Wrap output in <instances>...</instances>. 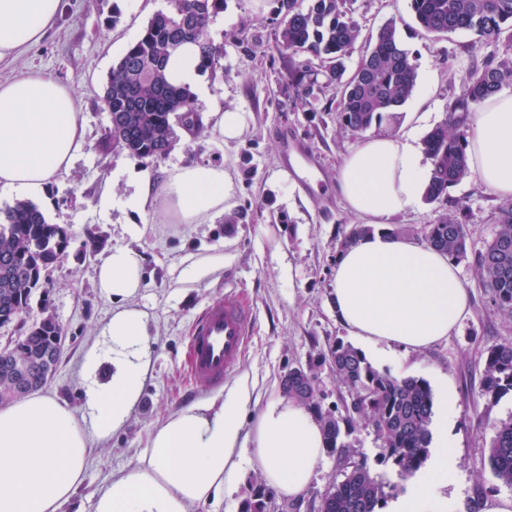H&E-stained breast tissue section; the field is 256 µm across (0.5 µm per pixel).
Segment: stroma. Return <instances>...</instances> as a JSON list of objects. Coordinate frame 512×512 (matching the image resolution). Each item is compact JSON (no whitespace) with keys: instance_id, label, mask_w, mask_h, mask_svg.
<instances>
[{"instance_id":"35a3bbf8","label":"stroma","mask_w":512,"mask_h":512,"mask_svg":"<svg viewBox=\"0 0 512 512\" xmlns=\"http://www.w3.org/2000/svg\"><path fill=\"white\" fill-rule=\"evenodd\" d=\"M168 6V0H64L63 14L49 36L13 63L0 65L1 80L39 70L67 85L82 102L88 146L38 202L48 222L68 228L70 247L54 268L47 292L33 296L20 323L0 329L1 336H21L42 308L55 315L66 344L45 391L66 401L75 417L85 413L79 383L84 351L112 313L111 300L96 286L95 268L116 247H132L144 256L136 304L148 314L154 332L149 374L128 421L94 449L77 497L62 512H90L93 490L118 470L138 464L155 425L182 406L216 394V387L189 375L187 341L205 306L225 293H236L254 310L246 356L225 382L229 388L246 383L252 400L280 393V380L289 368L309 365L330 345L348 338L331 306L330 290L338 243L360 219L332 186L343 157L362 135L338 123L339 94L327 81L325 62L307 53H281L280 0H224L223 11L209 27L210 38L224 52L216 76L207 80L208 97L196 98L195 107L202 115L215 104L244 113L247 128L240 141L224 143L207 128L189 139L179 127L171 150L158 159L141 161L118 149L103 150L108 126L103 84L151 16ZM344 8L365 40L395 23L417 70L412 99L374 122V134L415 125L420 135H427L445 121L470 70L512 58V42L504 36L479 42L465 31L426 34L409 0H345ZM296 71L315 72L317 79L308 89H297L290 81ZM419 98L426 113L421 123L414 116ZM287 145L312 160L310 175L287 171L282 159ZM190 163H225L231 169L236 205L215 223L158 224L151 212L124 207L130 192L127 169L146 171L159 182ZM106 192L112 196L107 209L99 204ZM500 205L486 186L468 177L449 189L447 199L422 201L416 211L389 223L390 228L407 229L409 239L416 241L424 225L454 212L468 234L471 255L456 263L470 290L468 317L448 339L425 349L371 359L377 369L424 379L433 395H447L448 419L433 420L431 430L445 435L458 453L454 481L440 489L450 512H483L481 490L490 486L496 487L497 497L512 500V487L498 484L486 452L497 425L512 419V391L494 398L480 393L482 350L512 340V318L492 304L472 258L491 240ZM195 269L200 272L196 278L191 275ZM345 440L352 446L349 460L325 455L304 495L295 500L272 497L267 512H319L322 494L342 480L349 462L363 457L374 473L394 478L396 468L379 458L370 425L358 423Z\"/></svg>"}]
</instances>
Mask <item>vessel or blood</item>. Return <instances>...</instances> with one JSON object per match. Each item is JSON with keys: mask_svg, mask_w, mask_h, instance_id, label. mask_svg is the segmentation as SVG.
<instances>
[{"mask_svg": "<svg viewBox=\"0 0 512 512\" xmlns=\"http://www.w3.org/2000/svg\"><path fill=\"white\" fill-rule=\"evenodd\" d=\"M253 328V313L234 294L209 304L196 319L188 366L202 382L220 385L240 362Z\"/></svg>", "mask_w": 512, "mask_h": 512, "instance_id": "vessel-or-blood-1", "label": "vessel or blood"}]
</instances>
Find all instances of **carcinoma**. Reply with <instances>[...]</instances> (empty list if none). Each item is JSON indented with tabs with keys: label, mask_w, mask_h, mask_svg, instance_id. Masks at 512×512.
I'll return each instance as SVG.
<instances>
[{
	"label": "carcinoma",
	"mask_w": 512,
	"mask_h": 512,
	"mask_svg": "<svg viewBox=\"0 0 512 512\" xmlns=\"http://www.w3.org/2000/svg\"><path fill=\"white\" fill-rule=\"evenodd\" d=\"M171 8L156 12L141 37L112 66L104 87L109 112V132L104 149L118 147L139 160L168 153L174 124L199 131L192 92L170 82L166 68L172 53L185 43L199 48V68L215 74L221 46L207 36L224 0H169ZM344 0H313L301 8L298 0H282L279 47L285 53H310L328 63L329 81L340 86L337 119L355 131L368 130L382 114L403 105L412 95L416 67L403 49L394 22L384 25L363 56V66L343 79L342 60L355 49L360 27L343 10ZM418 24L429 34L444 36L459 30L478 39L508 34L512 41V0H411ZM512 83V58L490 61L473 69L462 92L448 106V119L424 140L432 168L426 199L436 202L448 189L469 175L467 128L475 107ZM370 225H355L338 247L370 234ZM69 235L60 224L47 222L33 202L20 200L0 209V320L26 310L43 287L41 274L64 257L59 245ZM425 245L452 260L467 256V230L449 214L421 232ZM482 286L489 289L494 306L512 316V205L500 208L495 236L475 253ZM57 329L52 323L34 324L11 354L0 353V385L8 379L11 361L36 359L53 346ZM318 365L328 366L339 385L334 408H323V397L314 369L309 381L297 383L288 373V397L315 412L323 427L326 451L339 457L350 454L343 436L359 420L374 428L379 455L393 462L396 476L405 482L415 476L429 456L432 392L423 379L398 378L376 369L354 346L341 340L318 355ZM512 390V341L494 343L484 350L481 395L495 396ZM496 478L512 487V420L496 427L487 449ZM397 484L372 473L367 458L344 472L343 479L321 497L320 512H378ZM269 491L256 484L242 512H266Z\"/></svg>",
	"instance_id": "1"
}]
</instances>
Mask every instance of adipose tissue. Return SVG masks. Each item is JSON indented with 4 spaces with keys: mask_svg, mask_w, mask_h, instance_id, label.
<instances>
[{
    "mask_svg": "<svg viewBox=\"0 0 512 512\" xmlns=\"http://www.w3.org/2000/svg\"><path fill=\"white\" fill-rule=\"evenodd\" d=\"M62 13V0H0V63L38 45ZM198 63L197 46L186 44L169 72L174 83L202 96L207 88ZM85 147L84 117L66 85L33 70L0 80V188L43 196ZM467 152L471 175L500 199L512 200L511 93L477 106ZM428 176L412 129L366 135L340 164L337 196L379 227L340 252L333 274L336 317L361 349L427 348L451 336L470 311L469 290L447 255L380 229L418 208ZM128 182L135 191L125 206L154 208L162 224H210L236 204L234 179L221 165L183 166L157 188L139 172ZM142 282L139 252L116 248L101 258L97 284L114 308L80 368L90 427L77 421L66 401L40 392L0 408V512H58L76 495L93 448L129 419L151 363L147 316L133 305ZM105 365L110 372L104 377ZM249 401L240 385L220 401L201 400L171 413L151 430L139 464L96 490L93 512H192L197 504L223 500L254 465L275 493L299 497L324 455L320 423L304 405L276 396L247 428L242 414ZM248 442L250 458L243 454ZM457 463L441 449L389 512H445L448 503L436 489Z\"/></svg>",
    "mask_w": 512,
    "mask_h": 512,
    "instance_id": "ef3b65f1",
    "label": "adipose tissue"
}]
</instances>
